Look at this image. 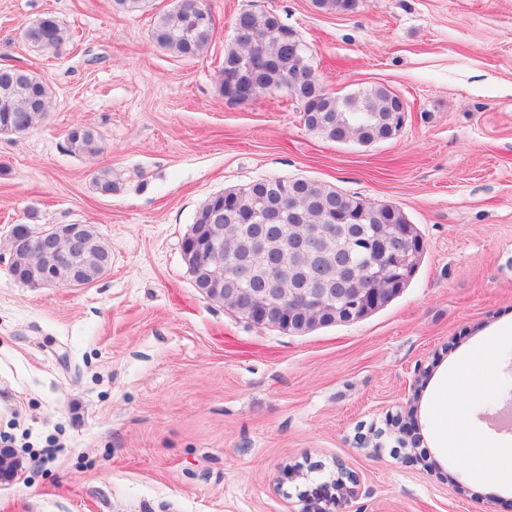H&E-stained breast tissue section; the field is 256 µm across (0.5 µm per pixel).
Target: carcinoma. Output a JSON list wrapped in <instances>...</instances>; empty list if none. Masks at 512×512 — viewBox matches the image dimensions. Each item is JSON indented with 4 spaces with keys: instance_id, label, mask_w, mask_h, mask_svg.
I'll return each instance as SVG.
<instances>
[{
    "instance_id": "carcinoma-1",
    "label": "carcinoma",
    "mask_w": 512,
    "mask_h": 512,
    "mask_svg": "<svg viewBox=\"0 0 512 512\" xmlns=\"http://www.w3.org/2000/svg\"><path fill=\"white\" fill-rule=\"evenodd\" d=\"M317 9L329 13H347L356 8V0H314ZM249 30L250 39L241 41L235 37L224 48V61L219 70L220 92L246 70L249 58L256 48L264 54L291 56V72L297 76H309L313 82L306 85L302 93L306 105L322 113V119L312 121L305 118L308 130L332 141L342 137L370 144L391 137L399 130L393 112L397 98L390 90L374 86L353 92L343 98L326 91L311 62L306 45L297 36L284 39L285 24L270 12H242ZM151 35L162 49L182 58H195L202 54L214 36V27L199 23L179 4L172 10L156 17ZM21 37L30 46L59 55L71 43L72 34L54 17L45 16L24 26ZM256 89L253 97L264 94V85H284L287 79L283 71L271 68L268 72L254 75ZM52 108V89L48 81L31 71L0 67V133L24 134L39 123ZM69 151L95 155L103 150V138L97 133L80 140L71 139ZM92 185L100 196H110L117 188L112 169L102 168L93 178ZM292 192V186L278 179L264 180L263 189L253 183L246 188L230 189V208L224 211L221 224L224 226V245L212 256L221 264L217 277L211 282L205 296L225 307L233 308L238 288L235 270L238 259L250 251L252 239L258 229L260 200L273 203L280 192ZM295 207L303 214V221L296 223L288 214H282L277 236L269 239L271 253L278 262L269 267L261 255L253 260L262 276H271L279 288V298L274 310L293 307L292 289L305 282L315 262L314 255L296 256L288 248L294 238L305 237L316 224L336 225V236L320 246L326 267L336 269V250L348 249L347 260L355 270L354 278L345 282L348 288H362L366 292L387 288L389 294L384 303L391 302L408 287L419 264L407 271L397 265V255L384 249L385 239L377 236L382 231L392 239L405 242V249L416 254L418 261L424 254V241L415 225L397 206L376 204L355 195L343 193L333 187L310 180L303 181L300 192L294 196ZM90 246L83 263L89 281L101 276L100 266L111 249L100 238L94 225H89ZM10 265H21L31 280L42 275L39 261L27 256L10 255Z\"/></svg>"
}]
</instances>
